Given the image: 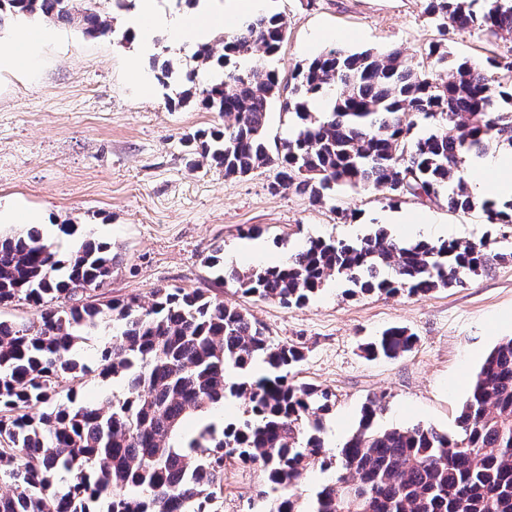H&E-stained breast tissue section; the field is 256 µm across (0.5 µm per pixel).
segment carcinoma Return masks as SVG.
Listing matches in <instances>:
<instances>
[{"instance_id":"obj_1","label":"carcinoma","mask_w":512,"mask_h":512,"mask_svg":"<svg viewBox=\"0 0 512 512\" xmlns=\"http://www.w3.org/2000/svg\"><path fill=\"white\" fill-rule=\"evenodd\" d=\"M84 0H0L6 20L38 15L52 23L80 19L88 35L111 20ZM425 0L442 35L474 30L487 42H512V0ZM281 14L262 12L224 37V73L202 89L205 108L234 117L222 129L194 136L195 154L239 178L267 165L281 168L271 190L320 204L349 188H375L399 201L431 202L447 191L450 210L482 212L486 224H512V201L480 200L466 178L471 154L512 147V60H453L440 45L417 69L398 49L329 50L296 67L283 82L271 61L284 42ZM333 98L316 116L309 102ZM282 111L302 127L275 147L266 114ZM206 262L218 279L245 295L303 306L335 276L352 292L425 295L460 287L486 272V243H405L379 225L353 243L311 239L279 265L226 267ZM120 255L108 242L80 239L66 258L40 229L0 237V305L26 301L37 320L0 321V512H223L224 465H257L278 495L266 512H512V339L485 357L448 435L431 426L376 429L377 401L368 400L357 431L337 453L320 436L332 394L289 378L302 360L276 342L244 309L185 288L157 287L152 302L102 300ZM391 276H380L382 268ZM110 328L99 375L122 379L124 398L100 404L75 392L53 402L66 380L92 372L74 349ZM415 334L390 327L367 344L395 359ZM260 360L266 372L251 375ZM242 400L243 416L217 432L212 424L182 440L189 413ZM336 477L305 507L295 490L315 466ZM68 474L65 488L57 474Z\"/></svg>"}]
</instances>
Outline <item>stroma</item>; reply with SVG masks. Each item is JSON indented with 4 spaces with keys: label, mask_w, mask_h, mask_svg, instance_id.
<instances>
[{
    "label": "stroma",
    "mask_w": 512,
    "mask_h": 512,
    "mask_svg": "<svg viewBox=\"0 0 512 512\" xmlns=\"http://www.w3.org/2000/svg\"><path fill=\"white\" fill-rule=\"evenodd\" d=\"M96 7L112 14L115 34L90 36L79 23L56 24L37 74L0 76V234L24 232L23 224L9 218L19 203L48 213L41 230L60 256L74 247L59 236L61 224L112 243L122 262L105 298L135 296L146 303L164 285L197 288L245 309L272 339L303 352L297 381L333 393L335 406L323 432L329 447H339L355 431L370 397L379 401L377 428L421 423L454 432L485 355L512 338V226L484 223L481 212L452 211L443 202L392 201L374 189L341 190L314 205L303 195L272 192L276 168L228 178L199 164L187 137L223 126L225 117L202 108L198 98L177 101L190 85L187 72L196 71L197 85L208 80L194 47L170 48L166 33L158 32L155 51L138 62L153 81L151 94L142 95L128 66L132 44L119 38L123 13L112 12L109 0H98ZM271 7L286 24L275 61L285 77L332 48H399L419 67L426 63L425 48L439 40L459 59L508 50L474 31L440 36L422 0H273ZM166 61L177 74L167 87L154 80L155 67ZM340 207L352 211L351 220L337 218ZM398 215L427 216L430 242H490L495 258L463 287L425 295H352L344 281L332 278L308 304L288 308L223 285L206 262L215 248L245 241L249 227L264 252L240 263L262 267L284 261L312 238L352 242L377 224L401 237ZM392 326L415 333L412 351L394 360L368 356L364 343ZM266 486L259 467L227 464L224 512H265L260 491Z\"/></svg>",
    "instance_id": "35a3bbf8"
}]
</instances>
